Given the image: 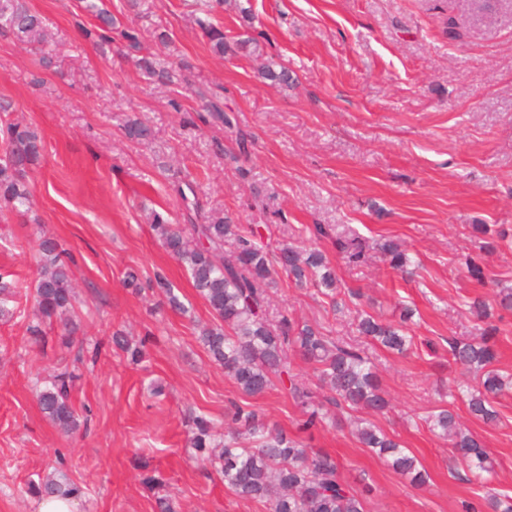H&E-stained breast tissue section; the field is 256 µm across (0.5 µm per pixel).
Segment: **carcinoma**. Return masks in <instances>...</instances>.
<instances>
[{
    "label": "carcinoma",
    "mask_w": 512,
    "mask_h": 512,
    "mask_svg": "<svg viewBox=\"0 0 512 512\" xmlns=\"http://www.w3.org/2000/svg\"><path fill=\"white\" fill-rule=\"evenodd\" d=\"M83 9L98 20L99 37L115 27L108 10L95 0H82ZM0 27L19 41L31 46L40 45L45 33L42 21L26 5L25 0H0ZM211 50L224 56L229 48L224 31L202 23ZM204 122L216 126H231L230 118L221 106L210 103ZM125 135L140 142L152 137V130L138 120L124 126ZM0 138L7 144L0 158V208L11 212L30 204L28 174L30 166L40 157L41 140L27 127L0 126ZM151 224L162 244L186 267L193 287L214 316L215 322L199 329V338L211 359L224 368V374L246 396L265 394L273 385L301 409L298 431L307 433L323 423L333 411L344 408L364 409L382 413L388 407L376 372L365 351L339 338L324 335L317 327L283 316L273 327L268 322L266 289L276 285L274 274L285 272L297 285L310 283L331 298L334 311H343L336 300V274L318 250L300 251L283 248L277 254L267 251L257 241V232L243 228L228 217H210L202 224L192 225L191 232L180 224H172L155 211ZM232 238L234 251L224 256V241ZM336 246L348 262L358 264L366 259L365 247L359 237L340 235ZM390 264L404 269L406 258L398 245L388 241L381 245ZM69 253L53 238L39 244L40 274L35 283L31 320L26 332L29 340L43 347L49 340L45 324L56 318L64 330L75 329L73 320L74 291L69 276ZM153 287L164 293L170 307L185 310L184 304L163 276H156ZM17 290L7 283L0 284V317L7 318L15 311L7 307V298ZM468 314L482 330L481 340L469 342L454 339L449 342L448 354L464 372H483L480 386L467 391L471 414L485 422L497 420L493 399L512 385L492 369L497 359L495 337L498 327L491 322L492 306L482 298L468 302ZM357 329L371 343L393 353L404 354L412 344L406 320L398 324L385 322L361 311ZM115 347L130 356L131 361L143 359L144 350L131 346L117 331L113 333ZM297 349L317 370L318 393L299 379L288 363V349ZM78 375L67 368L35 388L41 412L66 434L80 431V423L71 404V395ZM224 418L240 429L217 438L214 426L204 416H192L191 443L210 467L224 477V485L244 499L268 504V512H365L363 494L344 481L338 464L329 453L306 447L300 440L275 425L264 422L253 409L232 405ZM432 429L452 438L458 456L482 473L490 472L488 455L481 444L458 425L453 413L439 410L431 417ZM357 439L385 459L411 483L422 485L427 475L418 468L415 457L405 453L400 444L372 423L358 429ZM55 472L42 479L34 492L37 496H70L82 494L80 485L63 472V457L57 459Z\"/></svg>",
    "instance_id": "obj_1"
}]
</instances>
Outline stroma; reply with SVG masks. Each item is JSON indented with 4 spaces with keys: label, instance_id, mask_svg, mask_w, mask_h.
<instances>
[{
    "label": "stroma",
    "instance_id": "obj_1",
    "mask_svg": "<svg viewBox=\"0 0 512 512\" xmlns=\"http://www.w3.org/2000/svg\"><path fill=\"white\" fill-rule=\"evenodd\" d=\"M49 37L43 50L0 35V101L42 141L29 181L28 212H0V279L29 286L38 276V244L68 249L77 328L62 340L51 326L45 347L27 341L22 314L0 320V512H36L32 484L64 457L85 494L77 512H156L142 483L159 477L178 512H267L239 498L191 446L193 414L224 426L229 402L257 410L296 434L301 410L279 388L248 397L204 349L200 325L212 322L184 267L150 227L151 211L171 223L231 216L260 228L270 251L318 248L341 289L358 290L335 312L316 287L278 273L269 291L272 318L286 315L328 336L359 341L358 312L399 321L411 308L406 356L367 344L389 408L373 423L416 457L428 479L414 486L355 436V412L314 430L306 442L335 456L342 478L367 485L366 512H461L491 492L512 498V388L494 403L498 419L472 416L447 390L459 373L448 341L477 336L466 304L497 302L512 287V0H105L121 26L135 30L163 84L136 66L125 42H102L80 0H26ZM458 32L444 33L446 19ZM229 41L250 39L254 53L215 55L199 23ZM51 64H43L42 53ZM281 64L295 81L274 86L259 75ZM221 104L232 128L196 119ZM139 119L150 141H129ZM246 136L247 152L237 138ZM360 237L368 259L351 264L315 225ZM400 243L414 269L393 270L378 251ZM492 242L484 280L463 256ZM136 271L142 290L126 284ZM171 282L185 312L149 289ZM146 341L133 363L115 351L114 332ZM98 343L80 367L72 394L86 432L68 436L39 410L35 380L71 364L73 349ZM484 445L494 464L481 487L449 440L430 426L439 409Z\"/></svg>",
    "mask_w": 512,
    "mask_h": 512
}]
</instances>
